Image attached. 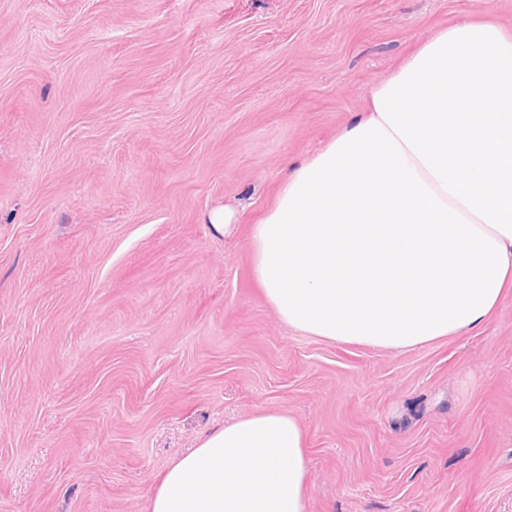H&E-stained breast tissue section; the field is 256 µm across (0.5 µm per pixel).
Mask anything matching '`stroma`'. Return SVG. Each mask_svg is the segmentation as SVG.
<instances>
[{
  "instance_id": "35a3bbf8",
  "label": "stroma",
  "mask_w": 512,
  "mask_h": 512,
  "mask_svg": "<svg viewBox=\"0 0 512 512\" xmlns=\"http://www.w3.org/2000/svg\"><path fill=\"white\" fill-rule=\"evenodd\" d=\"M464 17L512 0H0V512H147L262 410L307 512H512V292L384 349L289 327L252 266L291 169Z\"/></svg>"
}]
</instances>
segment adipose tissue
I'll use <instances>...</instances> for the list:
<instances>
[{
  "label": "adipose tissue",
  "instance_id": "1",
  "mask_svg": "<svg viewBox=\"0 0 512 512\" xmlns=\"http://www.w3.org/2000/svg\"><path fill=\"white\" fill-rule=\"evenodd\" d=\"M281 320L410 348L478 328L512 292V30L463 19L296 168L253 226ZM306 434L279 411L213 430L160 476L149 512H306Z\"/></svg>",
  "mask_w": 512,
  "mask_h": 512
}]
</instances>
